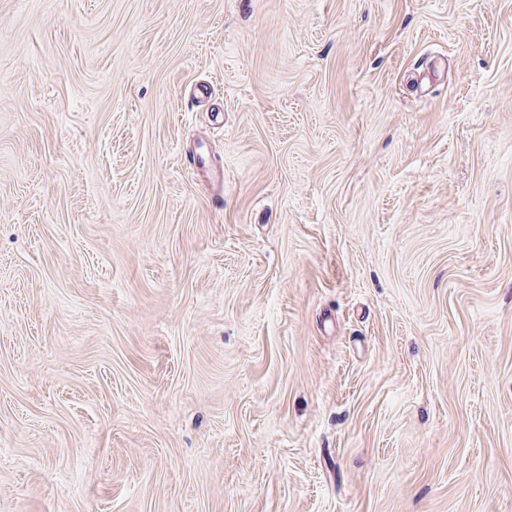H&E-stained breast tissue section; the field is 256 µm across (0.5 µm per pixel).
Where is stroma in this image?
<instances>
[{
    "label": "stroma",
    "instance_id": "1",
    "mask_svg": "<svg viewBox=\"0 0 512 512\" xmlns=\"http://www.w3.org/2000/svg\"><path fill=\"white\" fill-rule=\"evenodd\" d=\"M0 512H512V0H0Z\"/></svg>",
    "mask_w": 512,
    "mask_h": 512
}]
</instances>
